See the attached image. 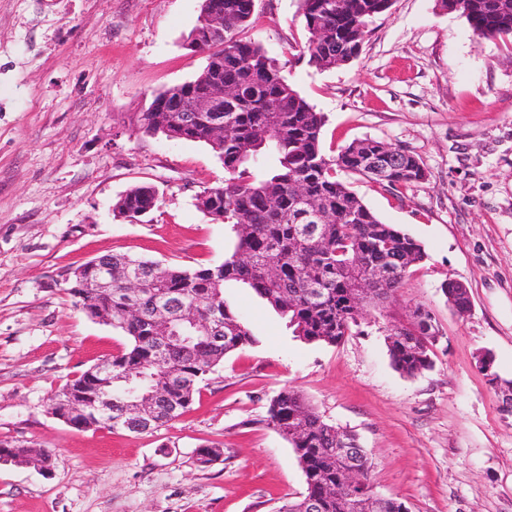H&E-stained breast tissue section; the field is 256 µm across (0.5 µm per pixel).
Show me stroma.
<instances>
[{"label": "stroma", "instance_id": "35a3bbf8", "mask_svg": "<svg viewBox=\"0 0 512 512\" xmlns=\"http://www.w3.org/2000/svg\"><path fill=\"white\" fill-rule=\"evenodd\" d=\"M201 0H0V440L49 451L51 476L0 462V512H276L306 491L291 444L267 425L282 388L355 438L376 494L409 512H512V414L478 367L512 381V40L480 38L438 0H392L359 56L319 69L300 0H255L245 35L324 116V152L372 139L426 172L379 185L340 178L426 252L383 310L341 343H306L251 289L226 300L256 338L225 356L191 409L134 435L77 430L48 397L128 340L81 313L70 271L105 253L162 264L223 262L235 234L197 206L224 167L200 142L138 129L153 94L192 80L206 57L185 45ZM154 186L135 222L118 197ZM464 283L453 313L443 289ZM429 310L440 338L429 370L391 364L387 329ZM223 450L199 466L202 445ZM448 282L444 288V294L448 300V306L452 308L459 316L465 315L470 309V296L469 292L461 291L467 290V287L461 282Z\"/></svg>", "mask_w": 512, "mask_h": 512}]
</instances>
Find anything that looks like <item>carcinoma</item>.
Masks as SVG:
<instances>
[{"mask_svg": "<svg viewBox=\"0 0 512 512\" xmlns=\"http://www.w3.org/2000/svg\"><path fill=\"white\" fill-rule=\"evenodd\" d=\"M309 38L301 56L311 66L332 68L358 57L370 33L373 18L386 12L392 0H301ZM224 34L207 35L202 27L192 30V42L207 52L206 64L191 81L153 97L151 106L138 113L137 126L146 133L166 127L165 137L206 144L224 167V180L204 188L197 205L212 220L229 224L235 233L231 251L218 265L189 268L163 265L128 254L112 253L95 258L99 266L112 267V281L101 291L85 285L79 291L71 275L66 287L74 306L88 318L112 308V328L129 343L112 356V428L119 425L125 408L134 400L130 389L142 394L155 388L164 397L155 401L156 431L182 415L196 393L226 354L256 343L224 298L229 283L253 290L273 310L288 319L292 334L308 343L336 345L358 325L363 312L350 304L347 271L362 265L366 285L377 287L375 262H392L397 274L387 285L401 287L410 268L422 262L421 246L391 224H385L339 178L352 171L389 186H405L426 177L419 160L406 150L393 149L385 175L374 172L373 161L382 157L384 144L364 140L351 144L336 156L321 145L324 117L281 74L278 61L257 43L241 37L249 25L254 0H221ZM442 9L456 11L480 38L512 37V0H439ZM234 88V99L224 102V131L210 125L208 112L198 113L191 125L171 124L170 112L153 106L170 101L176 90L197 96L215 81ZM274 152L279 167L261 179L249 168ZM320 209L327 223L318 225L315 238H306L308 225L300 219L299 194ZM152 187L135 186L113 205L115 215L149 214ZM310 270L323 288L320 299L309 296L301 273ZM448 306L458 315L470 309L469 293L449 282L444 288ZM170 315L191 307L197 323H176L175 342L161 343L154 331L159 306ZM434 318L423 307L413 310L408 322L391 325L388 353L393 367L415 376L432 364ZM219 330L220 341L208 337L207 325ZM95 374L90 367L66 383L50 398L47 408L61 396L73 394ZM265 421L288 438L306 478V494L314 496L319 512H355L357 498L371 489L348 485L342 467L332 453L336 427L327 423L303 395L290 388L271 398Z\"/></svg>", "mask_w": 512, "mask_h": 512, "instance_id": "obj_1", "label": "carcinoma"}]
</instances>
